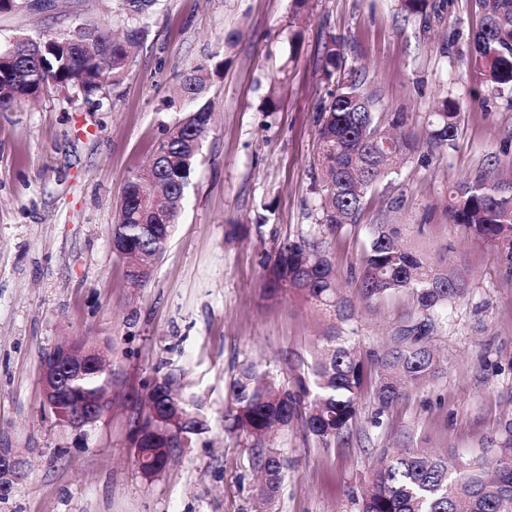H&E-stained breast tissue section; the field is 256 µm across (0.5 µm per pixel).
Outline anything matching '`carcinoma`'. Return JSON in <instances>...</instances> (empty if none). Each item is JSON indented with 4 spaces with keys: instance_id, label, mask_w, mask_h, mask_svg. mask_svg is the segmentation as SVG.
Here are the masks:
<instances>
[{
    "instance_id": "obj_1",
    "label": "carcinoma",
    "mask_w": 512,
    "mask_h": 512,
    "mask_svg": "<svg viewBox=\"0 0 512 512\" xmlns=\"http://www.w3.org/2000/svg\"><path fill=\"white\" fill-rule=\"evenodd\" d=\"M157 2L122 0L131 21L122 39L83 21L74 33L41 31L0 47V57L8 58L0 65V112L51 89L73 88L88 97L120 84L140 45V20ZM475 5L482 24L463 64L478 79V87L468 89L467 95L483 104L503 97L512 102V0H475ZM340 67L341 52L333 42L323 53L326 77L333 78ZM202 71L197 67L182 77L180 99L187 115L159 141L150 163L126 180L112 241L129 280L138 287L148 283L151 263L172 235L200 142L210 130L209 107L199 104L205 85ZM463 104L448 96L441 101L429 117V148L440 150L455 139ZM384 120L379 99L361 80L343 81L330 93L319 129L317 223L276 252L266 266L265 287L273 296L295 293L332 323L315 338L309 357H298L299 372L291 387L281 385L273 371L254 364L242 367L229 384L225 420L230 430L252 438L253 467L264 477L262 495L269 502L288 467L284 452L269 444L271 433L299 425L325 448L349 444L372 372H377L372 394L383 408L438 372V361L425 340L438 322L448 320L449 306L465 293L455 275L431 258L401 247L399 225L372 224L359 273L362 297L372 303L409 291L415 317L397 332L393 345L367 360L350 336L353 312L336 287V269L325 244L357 227L368 191L397 173L401 156L418 148L414 140L390 134ZM448 218L489 249L503 274L512 278V179H502L491 169L456 185L449 194ZM103 392V377L89 373L70 383L67 396L74 403ZM175 398L176 406L166 409L156 393H150L148 412L137 421L139 434L159 426L156 411H166L169 418L182 412L188 416L177 444L161 439L136 442L137 463L147 476L162 470L170 448L190 445L192 436L207 428L180 394ZM490 445L496 458L491 472L479 459L430 454L406 444L382 449L360 512H512V419Z\"/></svg>"
}]
</instances>
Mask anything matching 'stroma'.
Returning <instances> with one entry per match:
<instances>
[{
  "mask_svg": "<svg viewBox=\"0 0 512 512\" xmlns=\"http://www.w3.org/2000/svg\"><path fill=\"white\" fill-rule=\"evenodd\" d=\"M78 18L116 32L126 22L120 0H56L0 15V46ZM480 20L474 0H426L410 16L397 0H159L119 86L88 98L53 89L0 112V448L26 461L0 512H258L250 441L225 434L224 412L242 363L292 382L297 356L329 324L295 294L267 298L264 274L317 219L320 110L337 86L322 55L333 42L419 144L360 223L399 225L408 248L442 257L469 291L431 337L439 372L382 412L365 392L349 444L322 448L298 427L277 437L290 468L269 510L359 512L373 458L402 432L417 448L488 456L487 439L512 418V280L449 222L447 204L453 184L512 167V104L466 101L456 139L425 145L438 99L474 83L451 77ZM193 67L213 125L174 235L135 288L112 251L116 206L183 119L178 83ZM363 241L352 229L328 248L353 301ZM414 311L407 292L360 308V352H382ZM67 338L103 352L112 373V405L82 437L43 402L41 358ZM165 376L207 428L147 476L133 418Z\"/></svg>",
  "mask_w": 512,
  "mask_h": 512,
  "instance_id": "obj_1",
  "label": "stroma"
}]
</instances>
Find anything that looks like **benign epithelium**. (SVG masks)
Instances as JSON below:
<instances>
[{"mask_svg":"<svg viewBox=\"0 0 512 512\" xmlns=\"http://www.w3.org/2000/svg\"><path fill=\"white\" fill-rule=\"evenodd\" d=\"M98 350L90 345L79 346L59 343L42 360L41 383L44 404L57 408L65 385L89 372L103 373L97 363ZM106 413L102 406H85L70 411L61 417L63 424L82 432L92 428ZM25 469V460L10 448H0V482L18 480Z\"/></svg>","mask_w":512,"mask_h":512,"instance_id":"benign-epithelium-1","label":"benign epithelium"}]
</instances>
